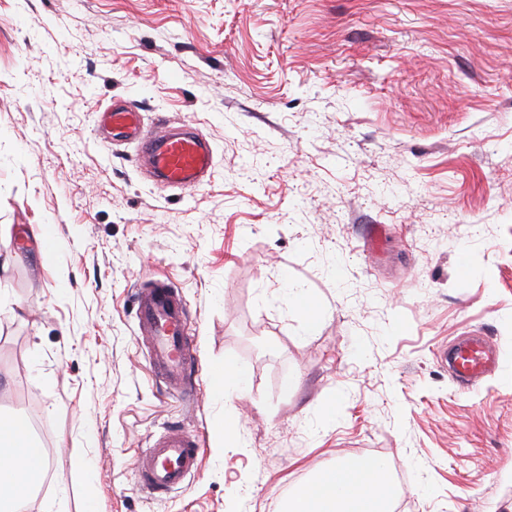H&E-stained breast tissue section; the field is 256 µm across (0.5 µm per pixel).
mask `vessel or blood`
<instances>
[{"instance_id": "1", "label": "vessel or blood", "mask_w": 512, "mask_h": 512, "mask_svg": "<svg viewBox=\"0 0 512 512\" xmlns=\"http://www.w3.org/2000/svg\"><path fill=\"white\" fill-rule=\"evenodd\" d=\"M105 140L127 139L137 144V160L156 183L184 192L201 186L213 169L209 141L190 125L142 130L133 109L115 104L98 115ZM136 317L156 377L173 395L193 391L194 349L188 341L187 318L181 300L168 281L157 279L136 292ZM453 373L469 389L480 386L498 366L497 355L481 337L458 342L451 354ZM199 437L181 428L165 430L137 461L138 487L165 494L183 484L200 462Z\"/></svg>"}]
</instances>
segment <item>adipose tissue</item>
Here are the masks:
<instances>
[{"mask_svg":"<svg viewBox=\"0 0 512 512\" xmlns=\"http://www.w3.org/2000/svg\"><path fill=\"white\" fill-rule=\"evenodd\" d=\"M47 455L21 419L0 422V512L30 499L34 480L44 472ZM389 460L352 455L299 484L286 512H386L393 500L383 472Z\"/></svg>","mask_w":512,"mask_h":512,"instance_id":"1","label":"adipose tissue"}]
</instances>
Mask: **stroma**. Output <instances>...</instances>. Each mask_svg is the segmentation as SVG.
<instances>
[{
	"instance_id": "1",
	"label": "stroma",
	"mask_w": 512,
	"mask_h": 512,
	"mask_svg": "<svg viewBox=\"0 0 512 512\" xmlns=\"http://www.w3.org/2000/svg\"><path fill=\"white\" fill-rule=\"evenodd\" d=\"M118 99L198 127L210 182L103 142ZM0 226V416L48 449L25 512H282L349 454L394 460L399 512H512V0H0ZM157 277L192 402L139 337ZM470 333L500 369L463 391L439 354ZM172 426L202 462L150 498ZM136 307L139 337L147 345L154 374L172 395L190 398L196 358L177 292L167 280L156 279L137 290ZM210 374L224 392L239 388L248 379V370L231 358H225L224 362L212 366ZM199 437L181 428L166 429L137 461L138 487L150 494H166L183 484L200 462Z\"/></svg>"
}]
</instances>
